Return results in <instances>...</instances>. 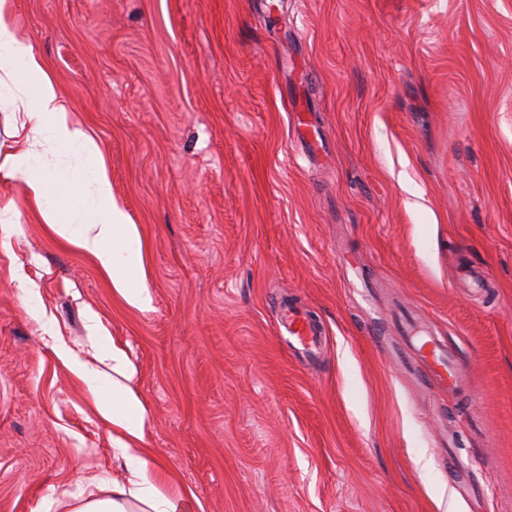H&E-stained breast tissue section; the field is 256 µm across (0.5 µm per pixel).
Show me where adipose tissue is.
<instances>
[{"label": "adipose tissue", "mask_w": 512, "mask_h": 512, "mask_svg": "<svg viewBox=\"0 0 512 512\" xmlns=\"http://www.w3.org/2000/svg\"><path fill=\"white\" fill-rule=\"evenodd\" d=\"M9 81L21 89L13 110L23 119L13 127L12 146L0 150V173L22 182L28 202L46 223L93 257L128 304L150 308L139 235L112 194L99 148L71 123L68 104L32 47L12 26L10 0H0V85ZM48 143L85 154L88 166L83 178L45 168L41 156ZM90 381L95 392L105 395L103 415L126 434L117 448L126 461L128 478L113 482L111 495L80 500L75 512H180L183 498L160 492L149 477V459L132 451L145 427V411L136 392L129 385L95 375Z\"/></svg>", "instance_id": "adipose-tissue-1"}]
</instances>
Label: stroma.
Returning <instances> with one entry per match:
<instances>
[{
  "instance_id": "obj_1",
  "label": "stroma",
  "mask_w": 512,
  "mask_h": 512,
  "mask_svg": "<svg viewBox=\"0 0 512 512\" xmlns=\"http://www.w3.org/2000/svg\"><path fill=\"white\" fill-rule=\"evenodd\" d=\"M12 4L152 303L0 175V512H74L122 476L59 344L107 380L124 351L138 451L185 512H512V0ZM288 298L324 329L314 358L279 333ZM412 317L462 388H434Z\"/></svg>"
}]
</instances>
